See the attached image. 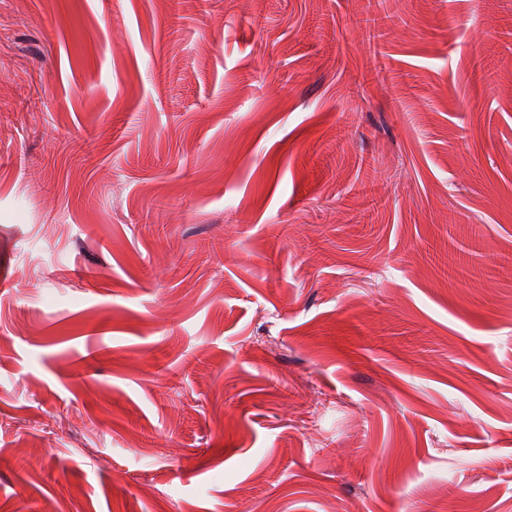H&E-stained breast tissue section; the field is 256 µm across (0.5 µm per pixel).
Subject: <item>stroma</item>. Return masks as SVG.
Masks as SVG:
<instances>
[{
  "mask_svg": "<svg viewBox=\"0 0 512 512\" xmlns=\"http://www.w3.org/2000/svg\"><path fill=\"white\" fill-rule=\"evenodd\" d=\"M0 512H512V0H0Z\"/></svg>",
  "mask_w": 512,
  "mask_h": 512,
  "instance_id": "stroma-1",
  "label": "stroma"
}]
</instances>
